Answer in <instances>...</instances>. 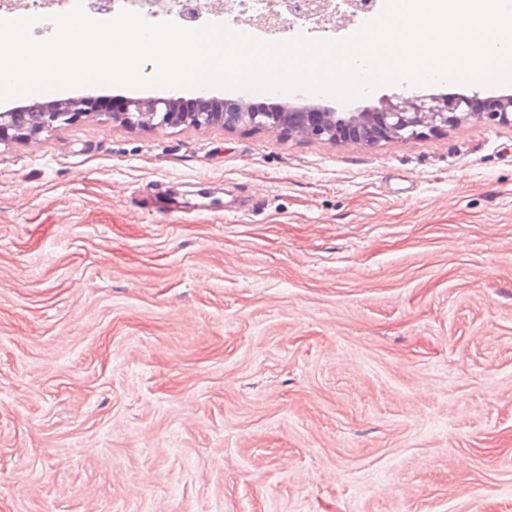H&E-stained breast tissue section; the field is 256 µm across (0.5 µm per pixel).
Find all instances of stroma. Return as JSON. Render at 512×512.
I'll return each mask as SVG.
<instances>
[{
	"instance_id": "obj_1",
	"label": "stroma",
	"mask_w": 512,
	"mask_h": 512,
	"mask_svg": "<svg viewBox=\"0 0 512 512\" xmlns=\"http://www.w3.org/2000/svg\"><path fill=\"white\" fill-rule=\"evenodd\" d=\"M0 512H512V126L0 142Z\"/></svg>"
}]
</instances>
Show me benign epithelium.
Returning a JSON list of instances; mask_svg holds the SVG:
<instances>
[{"instance_id":"1","label":"benign epithelium","mask_w":512,"mask_h":512,"mask_svg":"<svg viewBox=\"0 0 512 512\" xmlns=\"http://www.w3.org/2000/svg\"><path fill=\"white\" fill-rule=\"evenodd\" d=\"M476 97H428L394 95V99L382 102L378 109H362L357 112H325L312 108L307 112H280L272 115L257 111L244 103H236L217 112L203 105L189 112L184 123L194 127L221 125L226 129L246 128L278 130L288 125V132L308 139H334L346 132L356 140L374 144L386 139H410L423 133L442 131L464 119L476 118L512 125V98L505 97L494 108L475 109ZM176 98L153 97L148 100L129 99L120 109L109 113L112 120L123 125L163 130L173 125ZM81 112L73 105L64 104L37 111L31 123H26L27 113L17 110L0 111V140L13 130L19 135H36L77 121Z\"/></svg>"}]
</instances>
